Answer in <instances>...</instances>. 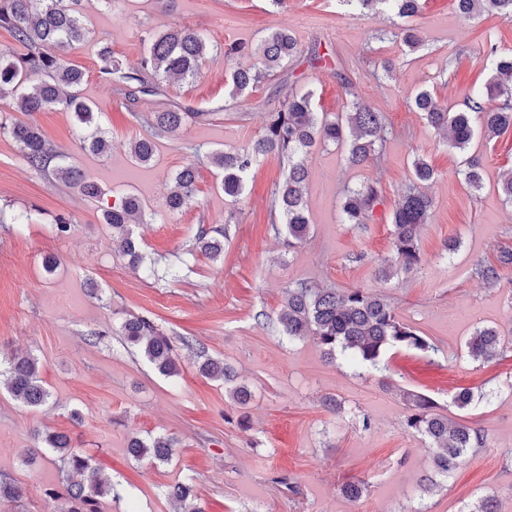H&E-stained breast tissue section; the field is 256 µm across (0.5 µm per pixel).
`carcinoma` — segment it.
<instances>
[{"mask_svg":"<svg viewBox=\"0 0 512 512\" xmlns=\"http://www.w3.org/2000/svg\"><path fill=\"white\" fill-rule=\"evenodd\" d=\"M349 16H360L380 6L390 9L406 21L392 30H383L378 38L390 36L416 51L423 46L419 29L408 21L421 13L424 0H337ZM33 0H0V28L8 30L26 52L16 55L0 52V99L9 98L15 110L32 116L46 109L61 106L74 118L80 135L79 147L99 157L107 156L109 143L100 123V112L83 95V73L71 65L56 49L71 46L85 39L86 31L78 9L79 0H42V8L32 9ZM460 14L470 17L491 15L512 21V0H455ZM213 51L205 34L173 27L151 39L145 53L134 66H126L112 56V48L104 44L98 55L103 73L115 77L119 91L130 103L145 101L160 94V83L177 77L193 80ZM299 53L298 43L286 29L270 31L252 47L231 43L224 47V56L248 55L257 63L231 70L230 97L238 107L246 105L249 96L266 79L274 76ZM492 76L485 92L468 97L465 108L448 111L428 89L410 95L413 109L421 113L426 123L450 136V147L464 151L475 137L493 140L512 129V54L497 53L492 47ZM505 97L494 109L485 106V99ZM209 112L190 108L167 109L146 113L150 131L134 140L130 154L140 164L154 158L158 137L179 129L185 123ZM386 123L383 114L360 103H352L346 112L334 115L318 112L314 106V91L303 89L288 93L280 110L267 114L263 133L247 146L232 152L215 151L207 158L215 167L219 187L224 195L238 198L253 168L264 158L275 156L287 164L284 179L276 184L270 198V216L276 233L288 236V246L304 241L310 233V219L305 203L304 188L308 181V156L319 145L342 147L353 166H361L375 155L385 141ZM0 134L21 145L27 164L38 170L53 168V175L63 184L73 186L87 199L102 203L103 223L112 228V239L119 242L127 265L134 271L144 267L146 256L141 241L131 225L145 223L140 200L133 195L121 196L112 203L103 202L105 192L79 169L58 162L59 154L32 122L0 121ZM196 165L189 162L174 177L175 186L164 200L166 211L175 216L195 202ZM434 177L433 167L423 158L412 161L410 184L395 203L390 216L392 250L380 266L379 274L386 278L391 272H409L421 262L419 230L427 223L433 209L432 198L421 185ZM464 178L470 188L483 186L481 163L476 158L466 162ZM380 200L375 183H364L344 191L341 197L342 222L365 224ZM224 236L217 231L210 236L204 230L195 237L196 249L212 260L224 257ZM180 266L160 267L153 262L146 268L148 276L176 281L189 260H179ZM283 335L290 339L307 337L331 360L340 354L350 364L387 370L384 356L388 349L402 347L422 352L437 351L425 336L403 322L390 299L364 288H320L301 282L288 289L283 307L277 316ZM124 341L136 347L153 368L165 377L179 374L176 344L187 349L194 345L182 337L175 342L158 330L146 316H132L120 326ZM467 353L476 361L490 363L507 351L500 332L495 327L478 329L465 342ZM204 358L200 373L224 388L240 405L251 398L248 388L238 382V376L224 362L197 353ZM42 363L31 354H11L4 357L0 376H7L8 390L17 400L30 407H42L51 396L42 375ZM407 414L406 429L427 437L432 445L434 467L446 475L455 471L465 458L484 444L481 431L453 420L437 411V403L428 394L414 390L402 391ZM42 442L52 454V462L61 475V490L50 489L47 495L63 500L62 512H102V500L114 493L112 482L100 475L89 457L71 446L70 437L60 432H47ZM180 441L171 435H158L143 440L134 437L128 443V453L138 461L166 463ZM167 497L177 505V512H204L196 503V486L191 479L179 481L167 489Z\"/></svg>","mask_w":512,"mask_h":512,"instance_id":"1","label":"carcinoma"}]
</instances>
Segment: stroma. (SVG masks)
Masks as SVG:
<instances>
[{"label":"stroma","instance_id":"obj_1","mask_svg":"<svg viewBox=\"0 0 512 512\" xmlns=\"http://www.w3.org/2000/svg\"><path fill=\"white\" fill-rule=\"evenodd\" d=\"M86 42L65 56L84 74L83 93L101 113L108 133L107 159L80 150L74 120L62 107L34 115L50 146L110 194L133 193L145 205V223L134 233L148 258L174 260L190 252L198 228L226 230L224 257L193 254L191 270L178 282L132 272L100 220L97 202L30 167L18 144L0 136V210L24 213L26 224H0V350L32 353L43 364L51 391L33 408L0 389V480L20 485L23 496L0 500V512H61L47 496L58 487L57 466L40 457L44 430L67 433L73 447L90 456L119 494L105 498L103 512H174L167 485L197 483L205 512H470L494 496L500 512H512V354L494 364L473 360L467 338L496 327L512 344V265L490 285L476 273L512 249V206L499 195L503 173L512 170V131L468 152L448 146L410 106L418 89L433 91L459 110L483 89L491 74L489 48L512 53V22L494 16L463 18L454 0H426L413 23L424 45L411 52L402 42L378 40L390 28L386 15L344 14L337 0H288L281 11L268 0H83ZM204 32L216 50L192 82L164 83L152 109L172 104L204 112L162 137L151 163L139 165L129 151L146 129L134 107L101 72L99 42H109L125 64L136 63L151 37L174 26ZM285 29L301 54L248 100L244 111L229 108L226 75L237 64L222 49L257 44ZM391 60L393 73L381 65ZM349 79L341 86L335 76ZM314 90L321 112H343L352 101L382 112L387 139L380 154L349 167L345 152L320 146L310 154L306 202L311 231L288 247L268 222V201L284 166L273 156L254 169L241 201L216 185L215 169L197 165V202L169 216L164 198L172 179L190 161L191 147L234 150L257 137L267 112L281 108L290 87ZM484 168L483 187L470 191L462 170L467 155ZM423 156L435 176L426 192L433 199L424 224L419 268L382 279L378 269L391 251L390 214L409 184L411 163ZM379 182L380 202L364 224L341 221L345 187ZM69 216L68 235L57 236L58 215ZM458 241L452 255L445 242ZM191 253V252H190ZM60 260L54 272L42 261ZM308 282L324 288L360 287L386 295L400 318L429 337L437 352L392 349L387 380L376 371L354 370L326 360L312 339H288L270 323L289 288ZM150 317L173 338L191 337L208 355L232 366L252 393L237 405L223 384L202 377L193 352L180 353V373L165 377L119 328L129 317ZM480 399L455 406L456 387ZM430 394L449 418L481 429L482 448L454 473L435 472L429 440L404 429L400 389ZM335 398L340 413L325 409ZM79 411L81 422L71 419ZM177 437L170 462L133 459L130 438ZM291 477L298 494L276 483ZM435 486L423 491L422 476ZM361 480L362 498L352 502L342 483Z\"/></svg>","mask_w":512,"mask_h":512}]
</instances>
